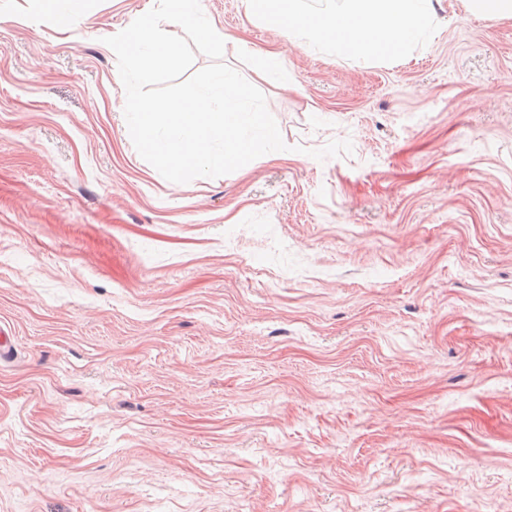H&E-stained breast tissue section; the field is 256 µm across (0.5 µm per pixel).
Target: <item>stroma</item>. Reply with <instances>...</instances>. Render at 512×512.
<instances>
[{"label": "stroma", "instance_id": "1", "mask_svg": "<svg viewBox=\"0 0 512 512\" xmlns=\"http://www.w3.org/2000/svg\"><path fill=\"white\" fill-rule=\"evenodd\" d=\"M203 2L287 148L177 184L104 42L156 0H0V512H512V19L348 57ZM55 1L60 2L62 5L63 16L60 18L50 15L44 9L43 4L45 2H49V1L35 0V2H37L38 8H39L38 11L43 17L52 21L60 30H66L69 27V21H70L71 16L80 9L83 1L82 0H55Z\"/></svg>", "mask_w": 512, "mask_h": 512}]
</instances>
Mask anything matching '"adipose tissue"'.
<instances>
[{"label": "adipose tissue", "instance_id": "ef3b65f1", "mask_svg": "<svg viewBox=\"0 0 512 512\" xmlns=\"http://www.w3.org/2000/svg\"><path fill=\"white\" fill-rule=\"evenodd\" d=\"M248 13L298 45H331L357 56L404 55L429 29L435 0H244Z\"/></svg>", "mask_w": 512, "mask_h": 512}]
</instances>
